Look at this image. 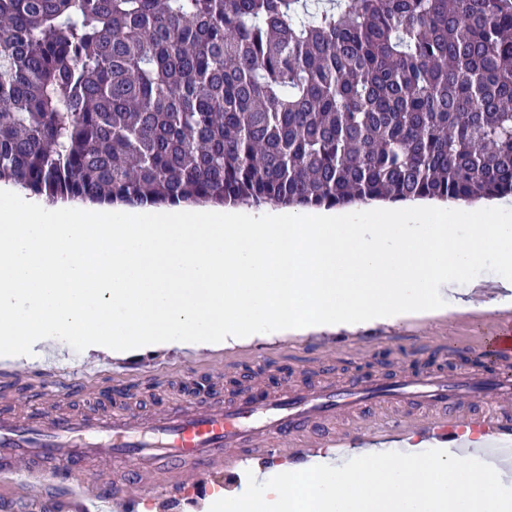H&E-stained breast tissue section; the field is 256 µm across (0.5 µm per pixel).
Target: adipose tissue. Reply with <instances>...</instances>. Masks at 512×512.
<instances>
[{"instance_id":"ef3b65f1","label":"adipose tissue","mask_w":512,"mask_h":512,"mask_svg":"<svg viewBox=\"0 0 512 512\" xmlns=\"http://www.w3.org/2000/svg\"><path fill=\"white\" fill-rule=\"evenodd\" d=\"M350 458L343 467L328 459L306 467L281 463L276 479L256 473L240 489L215 490L206 512H512L511 487L453 449L429 448L427 440L400 456L363 446Z\"/></svg>"}]
</instances>
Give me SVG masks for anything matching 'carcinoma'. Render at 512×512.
<instances>
[{"mask_svg":"<svg viewBox=\"0 0 512 512\" xmlns=\"http://www.w3.org/2000/svg\"><path fill=\"white\" fill-rule=\"evenodd\" d=\"M129 205L512 196V0H0V182Z\"/></svg>","mask_w":512,"mask_h":512,"instance_id":"cac0c4a2","label":"carcinoma"}]
</instances>
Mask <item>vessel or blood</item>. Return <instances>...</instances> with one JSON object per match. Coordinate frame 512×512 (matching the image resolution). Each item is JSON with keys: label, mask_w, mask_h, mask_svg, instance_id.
<instances>
[{"label": "vessel or blood", "mask_w": 512, "mask_h": 512, "mask_svg": "<svg viewBox=\"0 0 512 512\" xmlns=\"http://www.w3.org/2000/svg\"><path fill=\"white\" fill-rule=\"evenodd\" d=\"M476 343L501 363L512 361V308L500 310ZM425 431L440 447H460L472 430L493 448L512 450V376H434L397 383L353 378L341 387L293 390L262 400L177 406L143 417L44 415L19 425L0 414V512H137L143 498L184 512L190 484L207 496L209 480L257 468L283 456L304 461L357 442L409 438ZM121 461L94 480L92 459Z\"/></svg>", "instance_id": "vessel-or-blood-1"}]
</instances>
